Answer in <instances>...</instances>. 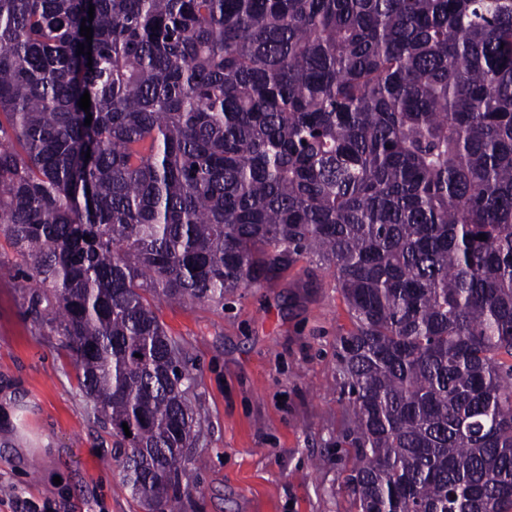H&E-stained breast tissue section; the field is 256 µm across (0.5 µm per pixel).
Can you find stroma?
Returning a JSON list of instances; mask_svg holds the SVG:
<instances>
[{
	"label": "stroma",
	"instance_id": "35a3bbf8",
	"mask_svg": "<svg viewBox=\"0 0 512 512\" xmlns=\"http://www.w3.org/2000/svg\"><path fill=\"white\" fill-rule=\"evenodd\" d=\"M21 259L0 235V512L16 498L65 501L66 512H144L121 483L110 426L89 416L57 336L27 312ZM182 338L206 422L191 492L176 512H350L349 456L333 443L346 397L336 334L351 321L333 279L304 265L240 290L219 309L163 302Z\"/></svg>",
	"mask_w": 512,
	"mask_h": 512
}]
</instances>
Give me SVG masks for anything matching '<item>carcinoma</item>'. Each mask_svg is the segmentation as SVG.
<instances>
[{
    "instance_id": "cac0c4a2",
    "label": "carcinoma",
    "mask_w": 512,
    "mask_h": 512,
    "mask_svg": "<svg viewBox=\"0 0 512 512\" xmlns=\"http://www.w3.org/2000/svg\"><path fill=\"white\" fill-rule=\"evenodd\" d=\"M0 234L148 512L202 437L157 303L305 258L355 512H512V0H0Z\"/></svg>"
}]
</instances>
